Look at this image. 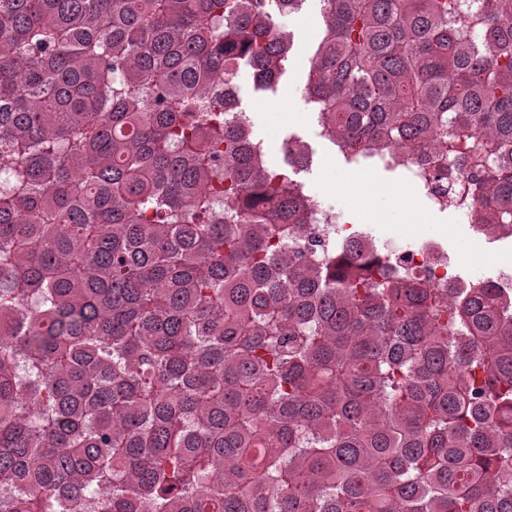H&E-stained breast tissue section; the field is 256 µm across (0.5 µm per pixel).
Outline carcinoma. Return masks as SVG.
Instances as JSON below:
<instances>
[{
	"label": "carcinoma",
	"mask_w": 512,
	"mask_h": 512,
	"mask_svg": "<svg viewBox=\"0 0 512 512\" xmlns=\"http://www.w3.org/2000/svg\"><path fill=\"white\" fill-rule=\"evenodd\" d=\"M305 2L0 0V512H512V288L320 226L237 111ZM468 2L321 0L304 96L506 236L512 0Z\"/></svg>",
	"instance_id": "obj_1"
}]
</instances>
